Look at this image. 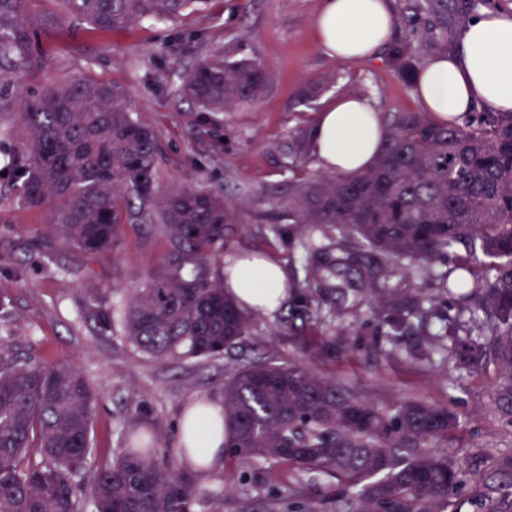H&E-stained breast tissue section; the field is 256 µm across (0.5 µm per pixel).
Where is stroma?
Returning <instances> with one entry per match:
<instances>
[{
	"instance_id": "35a3bbf8",
	"label": "stroma",
	"mask_w": 512,
	"mask_h": 512,
	"mask_svg": "<svg viewBox=\"0 0 512 512\" xmlns=\"http://www.w3.org/2000/svg\"><path fill=\"white\" fill-rule=\"evenodd\" d=\"M320 4L208 0L201 10L171 21L141 20L98 31L62 12L55 0H28L25 15L41 68L23 84L88 78L124 87L131 107L159 137L160 186L201 181L244 201L231 252L276 260L293 284L305 276L300 236L316 240L320 232L299 233L272 210L271 190H287L290 176L318 169L313 160L291 168L289 145L306 137L323 102L339 95L367 96L382 113L419 108L383 55L339 62L325 54L313 27ZM213 49L262 65L271 77L266 91L231 112H204L182 98V72ZM319 77L329 80L320 99L302 102L301 91ZM169 248L158 226L125 220L115 251L85 254L54 234L47 211L22 208L0 180V296L12 306L0 336L21 356L73 362L92 383L100 395L90 441L95 462L111 460L134 432L151 437L156 447H177L184 405L195 398L223 401L225 374L237 361L254 358L304 361L381 406L417 398L450 407L460 424L434 451L463 465L461 512H473L470 500L484 480L512 460V397L499 363L492 359L472 372L445 352L433 363L408 367L385 357L389 343L373 319L348 327L353 348L332 361L315 358L289 336L287 307L259 315L254 342L219 359L155 360L126 342L122 323L100 330L97 308L123 310L131 290L161 270ZM133 412L138 420L130 426L126 417ZM287 485L315 501L328 491L326 479L316 474L243 457L225 461L222 472L201 485L193 512H240L242 502L263 503Z\"/></svg>"
}]
</instances>
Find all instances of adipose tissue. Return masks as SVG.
Returning <instances> with one entry per match:
<instances>
[{"label": "adipose tissue", "mask_w": 512, "mask_h": 512, "mask_svg": "<svg viewBox=\"0 0 512 512\" xmlns=\"http://www.w3.org/2000/svg\"><path fill=\"white\" fill-rule=\"evenodd\" d=\"M324 52L339 61L367 60L388 43L394 16L390 0H323L314 22ZM413 91L422 111L440 122L455 120L473 107L512 112V14L485 10L453 36L447 52L429 58L415 76ZM380 117L373 102L359 95L328 101L310 130L311 153L330 173L363 171L380 150ZM224 289L248 311L276 312L288 300L283 269L271 259L231 255L222 268ZM204 419L184 413L180 441H193L181 462L200 481H208L224 464L223 410L203 401Z\"/></svg>", "instance_id": "adipose-tissue-1"}]
</instances>
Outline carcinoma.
<instances>
[{
    "mask_svg": "<svg viewBox=\"0 0 512 512\" xmlns=\"http://www.w3.org/2000/svg\"><path fill=\"white\" fill-rule=\"evenodd\" d=\"M26 0H0V145L12 160L0 170L27 209L47 207L54 233L88 254L120 244L123 211L136 207L170 241L163 269L136 289L123 312L124 338L157 360L219 358L252 335V315L224 295L210 256L228 247L240 206L197 183L161 191L160 145L133 116L123 87L83 78L16 95L12 82L40 67L25 18ZM500 0H403L399 31L385 64L408 89L424 61L448 51L454 32ZM67 14L101 30L151 19H176L206 0H56ZM271 78L260 64L218 49L184 72L180 96L204 112L253 101ZM373 165L348 177L319 174L288 181L274 195L279 217L323 229L325 242L304 245L314 259L318 294L291 288L297 306L321 320L333 294L359 293L344 276L375 258L385 276L393 262L428 282L410 308L390 304L392 288L368 284L374 312L389 328L392 357L418 367L436 338L427 318L440 292L479 318L489 339L459 344L460 359L483 363L487 348L507 364L512 391V112L486 107L457 124L430 112H388ZM455 261L456 276L437 274ZM345 337H321L318 354L336 357ZM98 396L70 362L42 363L0 339V512H80V480L93 512H192L194 478L151 439L139 437L95 468L90 433ZM224 450L274 460L328 478L332 512H458L464 470L432 445L459 423L446 407L420 399L377 406L355 388L295 361H247L224 378ZM489 477L481 494L488 512H512V487Z\"/></svg>",
    "mask_w": 512,
    "mask_h": 512,
    "instance_id": "cac0c4a2",
    "label": "carcinoma"
}]
</instances>
